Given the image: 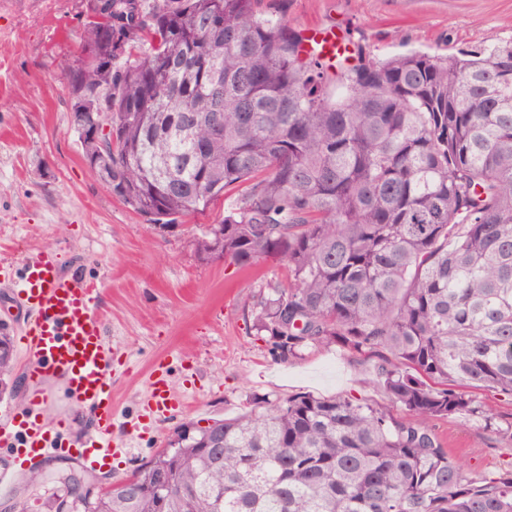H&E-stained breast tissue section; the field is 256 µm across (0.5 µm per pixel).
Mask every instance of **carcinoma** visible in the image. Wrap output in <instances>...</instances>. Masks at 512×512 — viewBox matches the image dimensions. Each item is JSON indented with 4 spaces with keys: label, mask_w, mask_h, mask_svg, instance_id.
Masks as SVG:
<instances>
[{
    "label": "carcinoma",
    "mask_w": 512,
    "mask_h": 512,
    "mask_svg": "<svg viewBox=\"0 0 512 512\" xmlns=\"http://www.w3.org/2000/svg\"><path fill=\"white\" fill-rule=\"evenodd\" d=\"M157 47L110 69L102 24L62 70L112 100V192L153 224L202 212L236 184L204 263L288 267L253 314L279 361L336 343L377 354L397 419L353 396L298 393L224 420L223 446L180 427L134 474L90 495L62 477L56 512H512V470L469 475L430 422L483 414L471 386L512 395V42L368 60L331 78L255 0H164ZM13 338L0 325V382Z\"/></svg>",
    "instance_id": "1"
}]
</instances>
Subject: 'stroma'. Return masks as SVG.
Listing matches in <instances>:
<instances>
[{"instance_id": "35a3bbf8", "label": "stroma", "mask_w": 512, "mask_h": 512, "mask_svg": "<svg viewBox=\"0 0 512 512\" xmlns=\"http://www.w3.org/2000/svg\"><path fill=\"white\" fill-rule=\"evenodd\" d=\"M284 7L289 26L308 37L332 29L349 45L337 64L359 55L385 59L408 51L448 54L512 41V0H260ZM84 0H0V263L21 267L35 248L57 251L63 270L101 282L104 337L113 353V455L85 471L80 441L91 416L52 383L47 421L72 419L71 455L39 465V481L16 476L0 512H54L60 475L87 472L93 487L129 479L182 424L228 419L258 402L298 393L355 396L405 417L376 381L377 356L336 344L312 346L277 362L251 331V313L270 288L287 286L273 260L241 266L200 262L195 240L245 193L235 185L207 210L173 228L150 224L85 164L61 81L83 44ZM163 366L185 401L149 419L141 407L151 374ZM484 416L448 418L432 427L448 454L472 475L512 467V396L475 390Z\"/></svg>"}]
</instances>
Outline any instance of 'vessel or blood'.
Wrapping results in <instances>:
<instances>
[{
    "label": "vessel or blood",
    "instance_id": "obj_1",
    "mask_svg": "<svg viewBox=\"0 0 512 512\" xmlns=\"http://www.w3.org/2000/svg\"><path fill=\"white\" fill-rule=\"evenodd\" d=\"M347 50L332 31L312 30L308 53L333 59ZM20 279L17 298L29 312L20 332L21 371L31 387L23 406L0 413V447L9 449L0 466V490H8L19 470L40 459L68 452V416L47 422L49 380L61 381L78 406L92 417V433L82 442L87 467L105 465L112 450L104 440L112 428V353L103 336L98 309L99 284L61 272L53 250L45 248L26 256L21 272L0 267V281ZM179 405L163 373H155L143 401L144 415H168Z\"/></svg>",
    "mask_w": 512,
    "mask_h": 512
}]
</instances>
